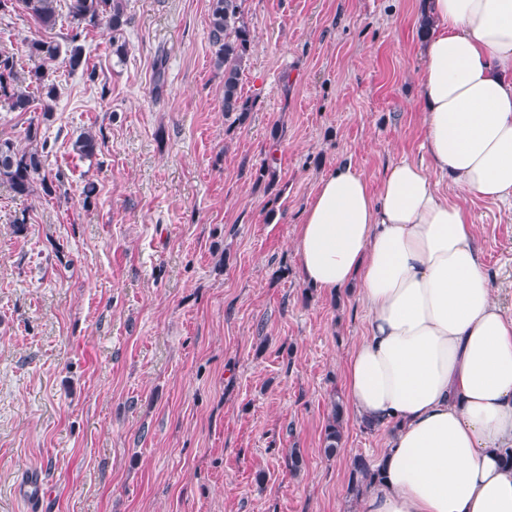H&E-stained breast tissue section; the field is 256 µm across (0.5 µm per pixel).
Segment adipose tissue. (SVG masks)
I'll list each match as a JSON object with an SVG mask.
<instances>
[{"label":"adipose tissue","instance_id":"adipose-tissue-1","mask_svg":"<svg viewBox=\"0 0 512 512\" xmlns=\"http://www.w3.org/2000/svg\"><path fill=\"white\" fill-rule=\"evenodd\" d=\"M422 147L378 186L351 163L321 177L294 247L326 292L368 312L345 364L358 415L391 426L360 512H512V315L464 208L441 182L512 203V0H427Z\"/></svg>","mask_w":512,"mask_h":512}]
</instances>
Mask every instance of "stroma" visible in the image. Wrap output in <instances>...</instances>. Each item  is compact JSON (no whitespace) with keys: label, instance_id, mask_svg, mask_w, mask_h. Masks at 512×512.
I'll return each instance as SVG.
<instances>
[{"label":"stroma","instance_id":"obj_1","mask_svg":"<svg viewBox=\"0 0 512 512\" xmlns=\"http://www.w3.org/2000/svg\"><path fill=\"white\" fill-rule=\"evenodd\" d=\"M243 9V122L224 115L210 0H128L124 56L91 29L99 82L60 68L50 118L0 102V136L38 123L56 141L47 167L68 175L49 196L0 184V512H359L350 462L378 463L389 435L346 402L366 310L357 287L306 282L294 238L337 163L374 186L424 159L425 0ZM66 33L0 14V48ZM87 131L104 135L92 158L72 149ZM263 164L273 185L256 180ZM461 204L512 312V206ZM335 400L343 440L328 458ZM34 472L50 498L20 496Z\"/></svg>","mask_w":512,"mask_h":512}]
</instances>
